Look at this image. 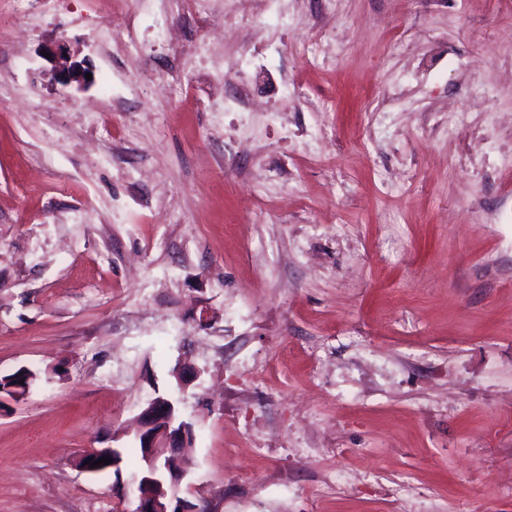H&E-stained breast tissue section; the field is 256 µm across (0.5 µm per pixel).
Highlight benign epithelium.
Instances as JSON below:
<instances>
[{
  "instance_id": "benign-epithelium-1",
  "label": "benign epithelium",
  "mask_w": 512,
  "mask_h": 512,
  "mask_svg": "<svg viewBox=\"0 0 512 512\" xmlns=\"http://www.w3.org/2000/svg\"><path fill=\"white\" fill-rule=\"evenodd\" d=\"M90 72L83 61H70L55 67V78L63 85L82 87L89 84ZM172 402L162 396L150 400L140 414L139 435L144 441V465L137 479V512H206L204 505L178 495L187 474L174 465V458L184 455L194 432L187 423H175L170 415Z\"/></svg>"
}]
</instances>
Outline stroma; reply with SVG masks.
<instances>
[{"instance_id":"stroma-1","label":"stroma","mask_w":512,"mask_h":512,"mask_svg":"<svg viewBox=\"0 0 512 512\" xmlns=\"http://www.w3.org/2000/svg\"><path fill=\"white\" fill-rule=\"evenodd\" d=\"M137 6L0 0V512H135L178 362L210 512H512V0ZM66 46L64 43L56 44L51 46H46L43 51L48 52L51 56V59H48L43 55V57L55 63V78L56 80L63 85H70L72 83H76L79 87L85 86L90 83V80H87L86 73H91L88 66L85 65V61H65V65L57 66V60L64 58L66 52Z\"/></svg>"}]
</instances>
